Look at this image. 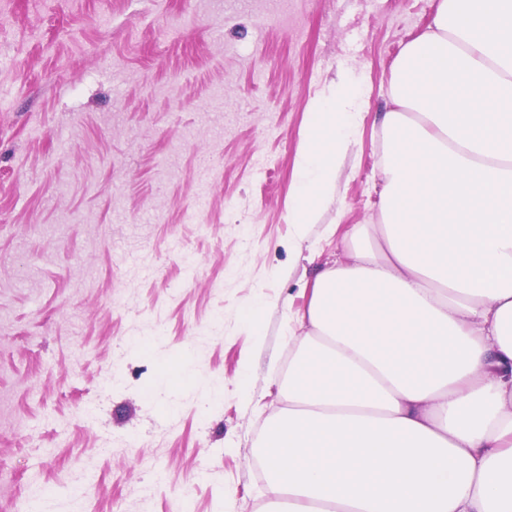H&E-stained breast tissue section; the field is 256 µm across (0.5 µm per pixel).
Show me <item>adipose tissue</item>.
Masks as SVG:
<instances>
[{
	"instance_id": "ef3b65f1",
	"label": "adipose tissue",
	"mask_w": 512,
	"mask_h": 512,
	"mask_svg": "<svg viewBox=\"0 0 512 512\" xmlns=\"http://www.w3.org/2000/svg\"><path fill=\"white\" fill-rule=\"evenodd\" d=\"M388 92L378 221L292 318L263 512H512V0H436ZM360 102L345 83L308 104L297 239Z\"/></svg>"
}]
</instances>
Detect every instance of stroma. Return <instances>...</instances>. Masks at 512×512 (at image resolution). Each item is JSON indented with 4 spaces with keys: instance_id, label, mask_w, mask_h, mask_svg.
I'll return each instance as SVG.
<instances>
[{
    "instance_id": "1",
    "label": "stroma",
    "mask_w": 512,
    "mask_h": 512,
    "mask_svg": "<svg viewBox=\"0 0 512 512\" xmlns=\"http://www.w3.org/2000/svg\"><path fill=\"white\" fill-rule=\"evenodd\" d=\"M436 0H0V512H260L288 317L375 223ZM364 91L303 241L306 106ZM262 302L252 335L243 307Z\"/></svg>"
}]
</instances>
